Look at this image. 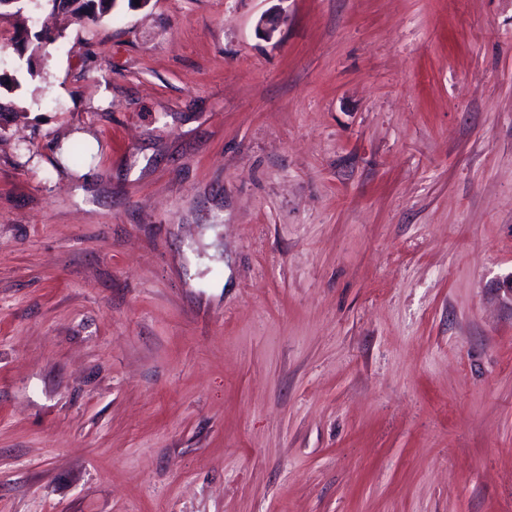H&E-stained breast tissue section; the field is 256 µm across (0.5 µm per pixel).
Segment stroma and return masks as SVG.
Segmentation results:
<instances>
[{"mask_svg":"<svg viewBox=\"0 0 512 512\" xmlns=\"http://www.w3.org/2000/svg\"><path fill=\"white\" fill-rule=\"evenodd\" d=\"M0 76V512H512V0H28Z\"/></svg>","mask_w":512,"mask_h":512,"instance_id":"obj_1","label":"stroma"}]
</instances>
